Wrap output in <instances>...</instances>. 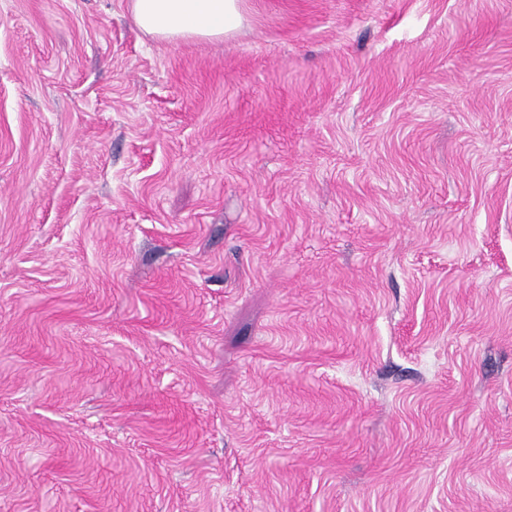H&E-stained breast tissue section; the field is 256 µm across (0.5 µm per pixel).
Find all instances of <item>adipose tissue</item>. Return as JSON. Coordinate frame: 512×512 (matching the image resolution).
I'll return each mask as SVG.
<instances>
[{"instance_id":"ef3b65f1","label":"adipose tissue","mask_w":512,"mask_h":512,"mask_svg":"<svg viewBox=\"0 0 512 512\" xmlns=\"http://www.w3.org/2000/svg\"><path fill=\"white\" fill-rule=\"evenodd\" d=\"M135 25L155 38L226 39L245 24L242 0H129Z\"/></svg>"}]
</instances>
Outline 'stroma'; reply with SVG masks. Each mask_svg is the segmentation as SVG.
I'll list each match as a JSON object with an SVG mask.
<instances>
[{"label": "stroma", "mask_w": 512, "mask_h": 512, "mask_svg": "<svg viewBox=\"0 0 512 512\" xmlns=\"http://www.w3.org/2000/svg\"><path fill=\"white\" fill-rule=\"evenodd\" d=\"M0 0V512H512V0ZM135 25L155 38L220 39L245 24L242 0H129Z\"/></svg>", "instance_id": "obj_1"}]
</instances>
